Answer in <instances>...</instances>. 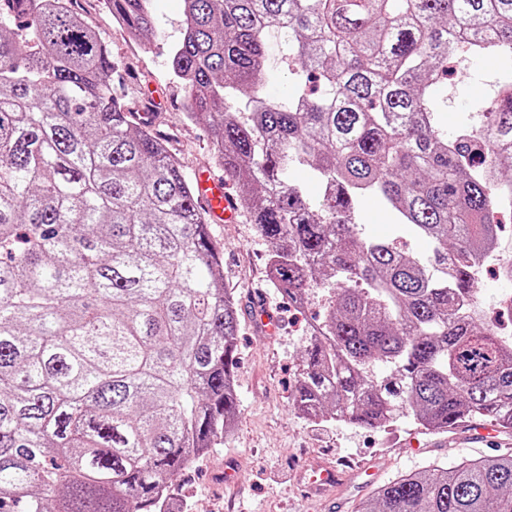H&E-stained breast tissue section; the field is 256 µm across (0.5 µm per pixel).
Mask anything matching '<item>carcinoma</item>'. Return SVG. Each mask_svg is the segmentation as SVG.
<instances>
[{"label": "carcinoma", "mask_w": 512, "mask_h": 512, "mask_svg": "<svg viewBox=\"0 0 512 512\" xmlns=\"http://www.w3.org/2000/svg\"><path fill=\"white\" fill-rule=\"evenodd\" d=\"M0 12V512H168L193 454L232 432L241 307L188 179L119 102L107 47L66 0ZM133 34L150 0H106ZM288 102H230L277 64ZM491 57L493 94L448 132L435 85ZM170 75L185 119L270 242L297 308L327 287L290 397L308 420L512 430V339L475 270L512 208V0H183ZM309 168L321 193L292 178ZM381 199L428 260L353 221ZM381 364L388 376L374 375ZM355 512H512V453L432 465Z\"/></svg>", "instance_id": "1"}]
</instances>
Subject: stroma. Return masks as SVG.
<instances>
[{
    "label": "stroma",
    "instance_id": "1",
    "mask_svg": "<svg viewBox=\"0 0 512 512\" xmlns=\"http://www.w3.org/2000/svg\"><path fill=\"white\" fill-rule=\"evenodd\" d=\"M151 6L155 35L135 37L113 29L111 14L98 0L73 3L106 44L112 61L124 67L123 95L129 110L150 112L151 129L190 174L213 166L214 160L208 130L185 122V94L169 75V50L180 38L181 0H151ZM496 72L482 59L460 65L453 80L438 91L448 100L443 126L455 129L478 100L492 93ZM147 91L154 93L156 106L145 102ZM209 230L222 257L226 287L242 306L266 304L282 327L270 335L243 318L236 376L238 425L174 482L170 497L178 512H354L376 487L397 476L486 455L481 444L438 442L436 434L416 425L409 411L389 431L298 417L290 394L309 322L321 311L326 292L312 290L305 311L288 306L266 278L271 245L249 213L232 224L210 225ZM324 467L338 469L340 483L319 494L304 493L306 475Z\"/></svg>",
    "mask_w": 512,
    "mask_h": 512
}]
</instances>
